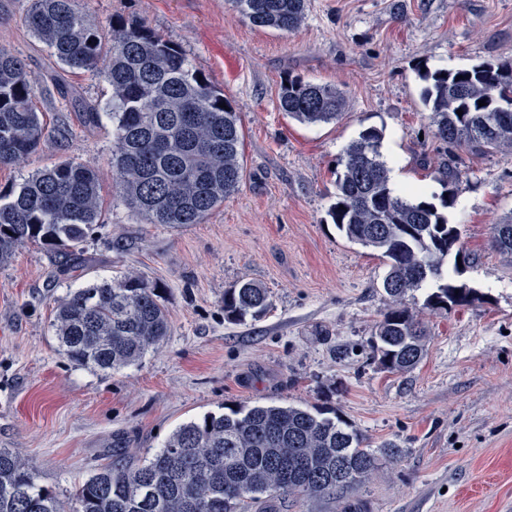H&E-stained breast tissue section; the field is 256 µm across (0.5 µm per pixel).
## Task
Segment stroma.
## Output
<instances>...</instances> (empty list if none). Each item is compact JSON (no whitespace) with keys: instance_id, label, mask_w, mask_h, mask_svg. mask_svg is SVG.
<instances>
[{"instance_id":"obj_1","label":"stroma","mask_w":512,"mask_h":512,"mask_svg":"<svg viewBox=\"0 0 512 512\" xmlns=\"http://www.w3.org/2000/svg\"><path fill=\"white\" fill-rule=\"evenodd\" d=\"M92 19L144 23L183 49L239 112L244 176L201 224H149L120 197L105 82L63 68L25 27L29 0H0V49L21 57L38 88L46 137L0 169V192L62 159L94 167L103 223L87 240L88 266L61 272L35 245L0 263V448L19 449L61 500L99 465L129 466L162 448L181 424L244 405L336 408L378 449L396 444L359 485L324 497L278 496L249 512H512V257L493 227L512 215V150H459L433 139L419 68L512 59V0H307L301 26L253 27L231 0H80ZM347 94L336 121L305 125L278 108L284 78ZM376 127L402 184L441 192L447 167L461 184L448 220L473 258L462 279L479 301L424 309L429 332L411 371L372 358L387 310L378 252L349 242L327 215L336 167L360 132ZM134 270L162 290L170 330L135 365L109 373L59 351L57 302L74 288ZM247 278L268 288L257 319L224 317V292Z\"/></svg>"}]
</instances>
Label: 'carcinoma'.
<instances>
[{"label":"carcinoma","mask_w":512,"mask_h":512,"mask_svg":"<svg viewBox=\"0 0 512 512\" xmlns=\"http://www.w3.org/2000/svg\"><path fill=\"white\" fill-rule=\"evenodd\" d=\"M250 24L294 31L306 0H230ZM23 22L58 64L92 73L111 90L112 168L126 205L148 224H202L238 191L244 172L239 113L223 109L224 91L193 66L181 48L147 26L114 18L110 35L90 21L78 0H30ZM423 101L434 138L448 148H512V63L486 61L468 69L425 70ZM37 88L25 63L0 50V166L37 151L45 137ZM279 108L301 124L335 120L345 109L338 87L298 77L281 83ZM485 105H479V101ZM463 114H457V111ZM376 127L360 132L340 157L336 201L328 216L345 238L380 252L388 308L379 322L374 357L389 372L421 360L427 334L406 297L431 285V311L480 299L445 276L450 257L469 258L445 210L456 202L459 177L445 173L442 195L412 201L398 193ZM96 172L63 160L0 195V263L27 244L81 261V245L100 223ZM494 246L512 254V216L494 225ZM268 289L242 279L224 292L234 322L256 319ZM59 351L91 370L110 372L142 360L167 336L157 285L134 271L69 292L53 323ZM379 455L336 409L236 406L179 426L164 447L135 466L106 463L76 488L65 506L39 482L16 448H0V512H246L263 496H320L351 488L376 468Z\"/></svg>","instance_id":"cac0c4a2"}]
</instances>
